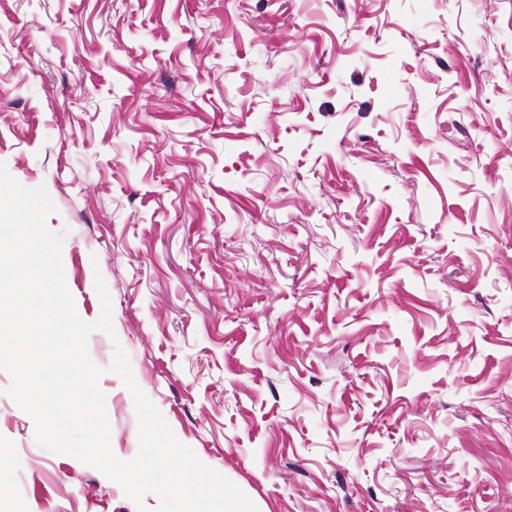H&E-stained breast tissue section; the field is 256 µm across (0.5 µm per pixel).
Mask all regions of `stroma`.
Instances as JSON below:
<instances>
[{
  "label": "stroma",
  "mask_w": 512,
  "mask_h": 512,
  "mask_svg": "<svg viewBox=\"0 0 512 512\" xmlns=\"http://www.w3.org/2000/svg\"><path fill=\"white\" fill-rule=\"evenodd\" d=\"M0 162L78 315L258 512H512V0H0ZM0 512H138L2 390Z\"/></svg>",
  "instance_id": "obj_1"
}]
</instances>
